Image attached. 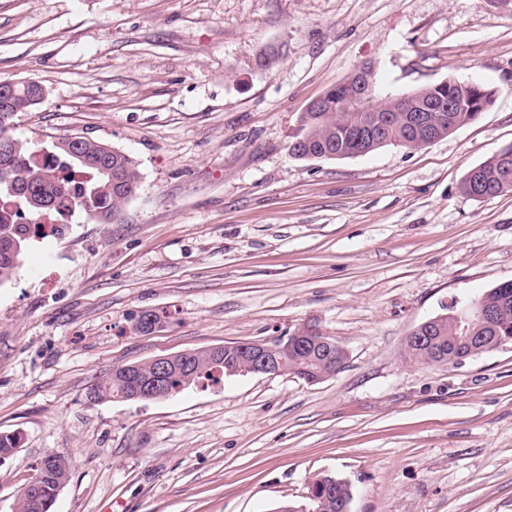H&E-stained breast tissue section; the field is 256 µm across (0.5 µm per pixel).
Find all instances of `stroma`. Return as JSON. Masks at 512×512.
<instances>
[{
  "mask_svg": "<svg viewBox=\"0 0 512 512\" xmlns=\"http://www.w3.org/2000/svg\"><path fill=\"white\" fill-rule=\"evenodd\" d=\"M278 49L276 64L258 65ZM372 65L379 95L448 78L493 105L408 151L297 160L298 117ZM44 101L16 137L130 155L117 219L74 216L0 285V512L49 455L54 512H271L315 475L350 512H512V343L421 365L422 322L512 280V192L466 172L512 145V5L497 0H0V80ZM151 310L163 325L133 331ZM348 353L317 383L239 374L154 401L90 402L113 367L289 336Z\"/></svg>",
  "mask_w": 512,
  "mask_h": 512,
  "instance_id": "stroma-1",
  "label": "stroma"
}]
</instances>
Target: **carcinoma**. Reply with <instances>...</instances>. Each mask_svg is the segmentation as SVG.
I'll return each mask as SVG.
<instances>
[{
  "label": "carcinoma",
  "instance_id": "obj_1",
  "mask_svg": "<svg viewBox=\"0 0 512 512\" xmlns=\"http://www.w3.org/2000/svg\"><path fill=\"white\" fill-rule=\"evenodd\" d=\"M376 86L371 67L364 65L345 84L334 87L316 112H303L299 117L300 132L290 143V155L298 160L344 159L360 149L367 155L381 148L394 146L418 150L433 136L439 140L459 128L476 121L495 98L493 90L476 83L455 79L444 80L407 93L418 104H431L442 98H451L458 104L454 112L427 113L428 125L415 128L408 113L395 112L398 96L380 98L376 91L351 104L349 96L360 83ZM37 86L19 83L12 97L11 111L0 112V143L9 146V152H0V173L20 184L23 195L17 197L0 183V284L9 281L20 267L22 258L33 237L44 229L41 220L55 214L81 211L106 224L118 216L122 206L132 199L138 189L139 174L134 161L125 153L108 145L87 138L75 146L61 138L33 149L29 142L8 133L15 120L32 109L31 99ZM390 112L391 127L387 138L375 141L370 138L355 144L354 133L366 124L378 111ZM461 191L481 199L496 197L512 191V146L502 148L496 154L472 167L465 174ZM45 202L47 208H39L33 202ZM492 301L505 303L501 319L477 323L478 335L490 336L498 328L503 334H512V282L501 283L485 292ZM455 318L441 317L431 326L429 337L423 344L406 348L407 357L426 364L434 351L445 354L460 352L479 355L477 349L457 341ZM278 357L284 362V371L293 370L305 378L317 379L323 372L327 348L318 346L299 351L281 341ZM234 361L246 367L248 360L236 342L224 345V361ZM169 386L171 391L185 390L199 383H217L227 375L226 369H217L210 351H194L191 360L183 363L174 360L170 365ZM130 380L119 367L92 387L89 394L93 401H124L130 396ZM20 447L16 433H0V458L14 454ZM70 464L61 456L46 457L34 477L40 495L34 496L23 489L17 502V512H52V507L69 480ZM317 489L315 497L305 506L280 505L273 512H341L345 502L352 499L350 486L331 475H317L312 480Z\"/></svg>",
  "mask_w": 512,
  "mask_h": 512
}]
</instances>
